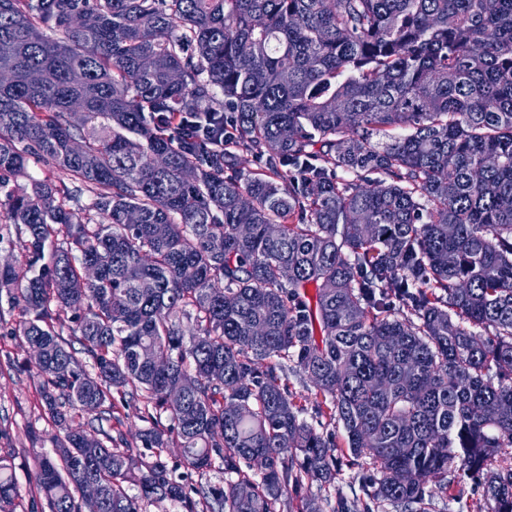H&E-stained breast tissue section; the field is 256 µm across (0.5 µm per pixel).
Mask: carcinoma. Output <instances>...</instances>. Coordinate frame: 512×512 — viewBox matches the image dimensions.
Listing matches in <instances>:
<instances>
[{
    "label": "carcinoma",
    "mask_w": 512,
    "mask_h": 512,
    "mask_svg": "<svg viewBox=\"0 0 512 512\" xmlns=\"http://www.w3.org/2000/svg\"><path fill=\"white\" fill-rule=\"evenodd\" d=\"M33 159L70 184L8 188ZM0 212L49 512H317L303 490L343 452L376 509L431 512L476 474L479 512H512V0H0ZM130 409L133 443L72 427ZM2 222L3 223L1 224V215H0V234H3L5 237L10 236V238L13 239L14 242H16L17 246L15 245L14 249H10L4 245H2V248L0 247V259H1L0 268H1V263H2V265L9 263V264L16 266L18 269L20 264H22V256H21L22 252L19 247V241H20V238L22 235H20L18 233L17 229L15 228V226L13 224H5L4 220ZM287 376H288V386L291 391L296 393L299 397H301V402L305 407L307 408V411L303 415L304 419L312 424L314 427H316L318 430H322L321 427H325L327 430H336L337 441L341 439V435L343 434L341 425H338L336 423V429L335 425L329 424L328 419L324 416H321L317 413L316 409V398H315V390L312 386V384L301 378L299 375H297L295 372L292 371L291 368H288L286 370ZM306 399V401H305Z\"/></svg>",
    "instance_id": "cac0c4a2"
}]
</instances>
